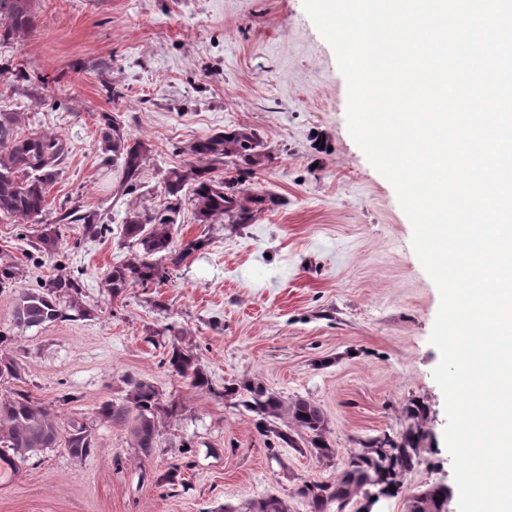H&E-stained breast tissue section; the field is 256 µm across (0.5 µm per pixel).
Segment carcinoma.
I'll list each match as a JSON object with an SVG mask.
<instances>
[{"label":"carcinoma","mask_w":512,"mask_h":512,"mask_svg":"<svg viewBox=\"0 0 512 512\" xmlns=\"http://www.w3.org/2000/svg\"><path fill=\"white\" fill-rule=\"evenodd\" d=\"M0 38L26 33L33 28L31 0H0ZM16 112H0V216L40 222L46 212L50 186L60 174V166L70 152L66 138L54 133L33 132L19 137L15 125ZM98 150L104 163L121 171L115 195H126L137 183L148 152L147 144L127 136L113 121L101 128ZM191 160L187 166L169 170L165 177L168 204L161 210L125 212L121 224L123 237L136 247L125 262L112 267L102 279L103 287L112 298L119 297L129 287L158 286L169 277L159 255H166L173 265L198 250L204 240L196 238L174 249L173 229L178 224L182 206L192 207L200 224H213L229 218L234 224L251 220L253 207L266 198L239 188L243 179L262 167L268 155L252 131H219L197 138L184 150ZM232 164L237 176L219 178L216 169ZM70 215L83 222L91 236L110 231V225L99 223L95 215ZM59 231L52 224L38 229L34 247L48 257L58 251ZM23 269L11 259L0 258V288H8L22 279ZM83 284L77 277L58 275L36 288L19 292L13 310V320L19 327L31 328L56 321H68L74 315L83 316ZM170 369L190 380L199 389H211L207 374L195 359L174 347L166 357ZM21 378L16 358L0 351V379ZM224 396L235 400L263 435L275 437L291 448L304 442L319 458H330L335 450L326 442L328 420L323 409L314 401L297 397L283 401L260 382L230 383L224 386ZM178 413L174 402L163 404L153 383L146 380L131 382L126 404L110 402L100 407L108 421L121 419L130 424L134 447L148 457L157 445L161 417ZM406 430L394 437L389 433L370 437L352 451L334 482H306L298 494L309 504L310 512H367L366 500L373 492L381 498H392L403 491L405 479L422 461L424 442V407L414 403L407 411ZM74 458H84L96 448L92 430L78 420H72L66 433H61L56 416L43 404L21 390L0 400V447L12 452L7 461L24 462L43 448H53L59 441ZM448 490L441 485H429L411 494L407 512H448ZM248 512H289L282 498L269 494L249 504Z\"/></svg>","instance_id":"carcinoma-1"}]
</instances>
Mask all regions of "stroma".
<instances>
[{
	"instance_id": "35a3bbf8",
	"label": "stroma",
	"mask_w": 512,
	"mask_h": 512,
	"mask_svg": "<svg viewBox=\"0 0 512 512\" xmlns=\"http://www.w3.org/2000/svg\"><path fill=\"white\" fill-rule=\"evenodd\" d=\"M32 11L31 32L0 39V111L19 112V135L58 133L71 151L42 216L60 227L53 262L31 246L35 224L0 217V255L24 269L0 289V333L24 367L22 381H0V397L28 391L60 427H91L97 449L77 459L59 444L0 475V512H246L269 494L310 512L298 488L336 480L360 441L399 436L414 402L427 408L422 462L380 510L407 512L422 486H454L429 342L439 291L393 186L349 134L347 82L303 0H32ZM109 118L151 148L120 198V173L97 149ZM234 129L259 135L269 159L243 188L272 204L247 224H200L183 210L175 241L207 244L165 284L111 297L101 280L130 254L119 233L126 211L163 206L185 146ZM76 207L111 233L92 238L65 220ZM58 274L80 277L88 316L15 328L18 292ZM173 345L197 357L213 392L169 371ZM134 380L182 407L147 458L128 425L98 413L125 403ZM244 381L320 405L334 457L269 446L222 395ZM175 466L179 485L162 483Z\"/></svg>"
}]
</instances>
